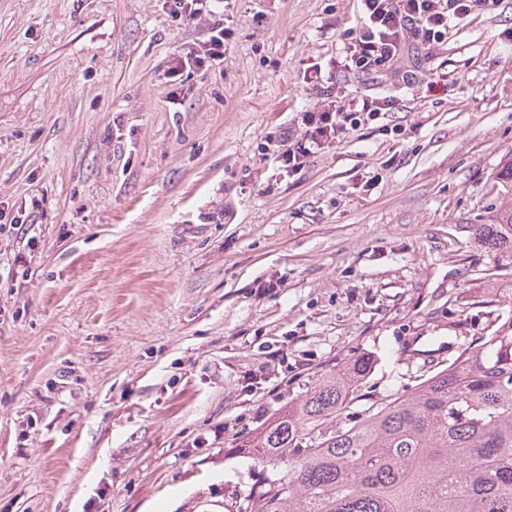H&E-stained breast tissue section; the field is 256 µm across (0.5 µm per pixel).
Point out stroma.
I'll return each mask as SVG.
<instances>
[{
  "mask_svg": "<svg viewBox=\"0 0 512 512\" xmlns=\"http://www.w3.org/2000/svg\"><path fill=\"white\" fill-rule=\"evenodd\" d=\"M223 63L164 0H0V512H223L234 438L364 354L372 402L512 315V0L411 83L336 75L396 110L282 173L265 136L322 94L356 0H229ZM21 230H10L13 221ZM274 281V288L258 286ZM473 305L459 321V307ZM475 235L488 252L512 257V206L497 211L488 224L475 225Z\"/></svg>",
  "mask_w": 512,
  "mask_h": 512,
  "instance_id": "35a3bbf8",
  "label": "stroma"
}]
</instances>
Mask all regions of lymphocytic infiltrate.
Segmentation results:
<instances>
[{"mask_svg": "<svg viewBox=\"0 0 512 512\" xmlns=\"http://www.w3.org/2000/svg\"><path fill=\"white\" fill-rule=\"evenodd\" d=\"M173 20L207 22V38L198 49L180 55L167 69L169 83L183 70L208 68L224 58L226 33L213 21L216 0H167ZM359 27L334 62L333 72L314 68L312 80L322 89L323 105L301 112L295 123L267 137L266 150L276 153L288 170L304 167L307 159L347 132L360 129L380 113L392 110L396 99L365 95L350 100L339 96L333 85L335 70L355 73L376 82L399 75L400 65L412 51L433 53L448 39L452 29L471 15L489 9L498 0H358Z\"/></svg>", "mask_w": 512, "mask_h": 512, "instance_id": "lymphocytic-infiltrate-1", "label": "lymphocytic infiltrate"}]
</instances>
